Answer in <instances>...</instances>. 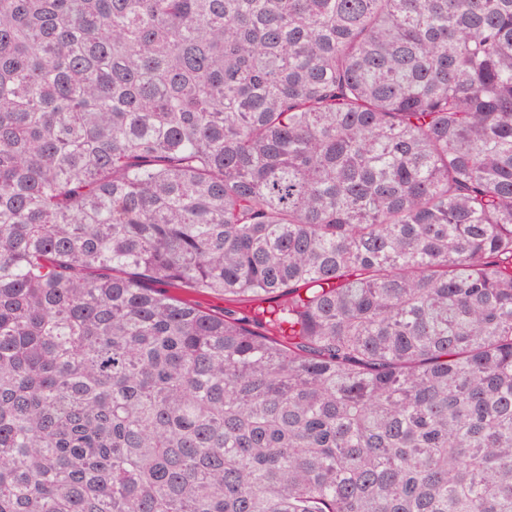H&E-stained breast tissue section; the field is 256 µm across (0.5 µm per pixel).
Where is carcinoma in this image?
I'll return each instance as SVG.
<instances>
[{"mask_svg":"<svg viewBox=\"0 0 512 512\" xmlns=\"http://www.w3.org/2000/svg\"><path fill=\"white\" fill-rule=\"evenodd\" d=\"M0 512H512V0H0ZM168 291L177 297L183 299H194L198 301L202 307L206 308L208 311L223 315L224 308L230 307L234 310H237L241 313L247 314L251 308H255L259 303L251 302V301H242L237 304H228V302L224 301V297L213 295V294H196L190 292L188 290L177 288V287H168Z\"/></svg>","mask_w":512,"mask_h":512,"instance_id":"carcinoma-1","label":"carcinoma"}]
</instances>
